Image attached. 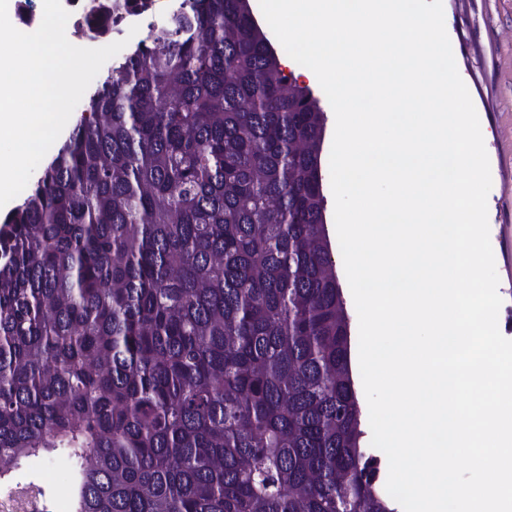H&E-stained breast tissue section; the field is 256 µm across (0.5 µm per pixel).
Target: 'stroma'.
Instances as JSON below:
<instances>
[{"mask_svg": "<svg viewBox=\"0 0 512 512\" xmlns=\"http://www.w3.org/2000/svg\"><path fill=\"white\" fill-rule=\"evenodd\" d=\"M445 27L457 70L477 111L489 157L490 242L502 305L498 328L512 340V0H443ZM69 471L58 454L34 464L54 512H66Z\"/></svg>", "mask_w": 512, "mask_h": 512, "instance_id": "obj_1", "label": "stroma"}]
</instances>
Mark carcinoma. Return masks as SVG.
<instances>
[{
  "label": "carcinoma",
  "mask_w": 512,
  "mask_h": 512,
  "mask_svg": "<svg viewBox=\"0 0 512 512\" xmlns=\"http://www.w3.org/2000/svg\"><path fill=\"white\" fill-rule=\"evenodd\" d=\"M158 0H88L111 40ZM0 217V487L68 512H396L363 445L326 118L249 0H183ZM69 471V461L66 456L57 454L48 458L45 462L40 461L34 464L32 473H27L18 479L42 478V483L49 493L47 497L54 500L55 512H66V500L64 491ZM43 479L46 481H43Z\"/></svg>",
  "instance_id": "obj_1"
}]
</instances>
